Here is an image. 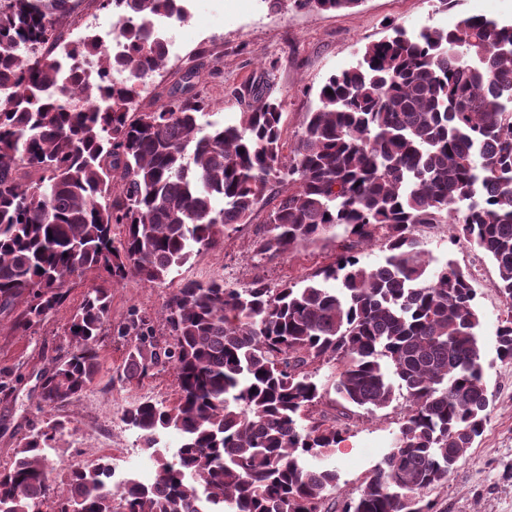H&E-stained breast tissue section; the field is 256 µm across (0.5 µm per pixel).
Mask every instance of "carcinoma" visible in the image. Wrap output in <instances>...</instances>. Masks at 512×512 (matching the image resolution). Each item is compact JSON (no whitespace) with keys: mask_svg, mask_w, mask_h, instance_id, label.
I'll use <instances>...</instances> for the list:
<instances>
[{"mask_svg":"<svg viewBox=\"0 0 512 512\" xmlns=\"http://www.w3.org/2000/svg\"><path fill=\"white\" fill-rule=\"evenodd\" d=\"M99 2L121 11L128 53L94 36L64 46L76 0H0V312L18 310L9 331L27 336L64 307L72 281L99 280L69 310L68 346L40 375L39 408L51 416L0 468V512H40L51 490L49 454L70 424L57 411L107 371L114 282H166L194 249L252 223L270 194L261 258L341 229L378 244L383 261L366 266L346 245L303 285L179 283L164 339L131 318L118 330L130 350L116 376L130 385L171 370L177 380L173 401L122 412L156 457L153 479L112 491L107 458L74 466L53 512H329L338 473L325 461L353 416L402 390L391 448L336 512H436L428 494L482 435L490 398L471 275L452 260L432 266L413 229L454 225L493 260V287L512 304V25L471 15L416 37L392 27L328 78L286 155L280 102L258 91L238 122L213 123L193 67L158 109L132 111L142 77L167 60L153 21L181 13L182 0ZM293 2L323 11L362 0ZM86 54L101 64L96 85L81 80ZM114 70L125 80L111 82ZM497 354L512 360V313ZM330 393L335 414L315 411ZM166 431L180 436L171 461L159 453Z\"/></svg>","mask_w":512,"mask_h":512,"instance_id":"cac0c4a2","label":"carcinoma"}]
</instances>
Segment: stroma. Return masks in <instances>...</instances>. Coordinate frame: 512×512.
I'll list each match as a JSON object with an SVG mask.
<instances>
[{"label": "stroma", "mask_w": 512, "mask_h": 512, "mask_svg": "<svg viewBox=\"0 0 512 512\" xmlns=\"http://www.w3.org/2000/svg\"><path fill=\"white\" fill-rule=\"evenodd\" d=\"M184 5V18L159 24L165 36L175 38L176 54L155 74L143 108H158L183 73L196 67L203 73L196 90L210 102L213 118L219 122H233L247 111L254 90L282 100L283 139L289 145L300 136L327 79L354 65L360 50L388 36L391 26L398 24L410 32L425 27L448 29L465 15L512 23V0H457L450 7L439 0H362L356 9L332 12L301 11L291 0H284L277 10L268 9L264 0H184ZM116 20L99 0H81L64 22L63 31L69 36L78 26L83 35L107 42ZM273 205L270 198L261 203L253 222L225 236L223 247L193 253L176 273V280L206 281L221 276L239 288L257 280L275 286L302 281L329 264L339 245L334 237L272 261L255 255L254 240ZM414 233L434 263L452 259L472 275L475 302L482 314L479 337L484 376L493 395L482 436L447 483L434 489L430 497L437 512H512V361L497 356V328L512 308L493 286L495 264L456 239L449 225L419 224ZM171 290V285L132 276L113 285L108 319L113 334L105 338L102 348L109 370H116L127 352L117 329L134 314L158 317ZM67 316V309L60 310L35 335L15 336L7 329L9 315H0V369L13 370L10 393H0V465L12 458L17 440L41 427L47 418L37 407L38 377L68 344ZM175 390L176 381L169 371L139 385L101 382L79 403L66 408L71 424L64 437V452L54 459V466L63 473L69 466L90 461L94 449L108 448L117 471L136 478L154 471L137 432L122 423V411L143 397L171 400ZM400 407L396 401L375 415L357 418L330 459L339 475L338 495L358 496L364 477L382 461L398 430Z\"/></svg>", "instance_id": "1"}]
</instances>
